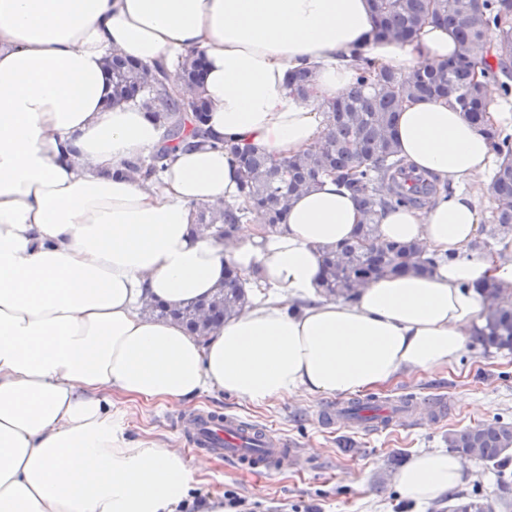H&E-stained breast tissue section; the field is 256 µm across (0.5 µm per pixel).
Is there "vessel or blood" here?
<instances>
[{"instance_id":"b4317fda","label":"vessel or blood","mask_w":512,"mask_h":512,"mask_svg":"<svg viewBox=\"0 0 512 512\" xmlns=\"http://www.w3.org/2000/svg\"><path fill=\"white\" fill-rule=\"evenodd\" d=\"M177 424L192 448L223 456L225 463L243 472H281L295 454L285 436L233 414L193 411L179 416Z\"/></svg>"}]
</instances>
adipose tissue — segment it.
Wrapping results in <instances>:
<instances>
[{"label":"adipose tissue","mask_w":512,"mask_h":512,"mask_svg":"<svg viewBox=\"0 0 512 512\" xmlns=\"http://www.w3.org/2000/svg\"><path fill=\"white\" fill-rule=\"evenodd\" d=\"M375 20L372 0H0V512H178L196 468L158 441L124 437L116 395L345 397L457 362L487 311L478 284L512 285V264L469 251L486 218L474 186L497 159L447 101H404L395 127L400 156L434 175L440 195L378 218L384 239L441 256L431 272L323 299V247L363 221L327 175L273 232L246 224L219 243L195 222L198 207L240 199L224 140L276 160L307 152L322 135L321 104L355 79L356 53L402 77L457 54L432 24L410 44L373 40ZM193 51L207 63L198 93L209 145L179 147L159 176L122 175L162 147L164 129L112 101L107 59L163 69L177 90ZM303 66L316 76L300 97L286 74ZM228 265L246 279L261 272L257 296L206 338L143 314L150 301L208 297ZM465 481L445 449L394 476L418 505Z\"/></svg>","instance_id":"adipose-tissue-1"}]
</instances>
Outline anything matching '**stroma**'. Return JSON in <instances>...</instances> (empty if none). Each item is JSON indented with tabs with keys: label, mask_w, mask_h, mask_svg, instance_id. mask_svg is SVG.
<instances>
[{
	"label": "stroma",
	"mask_w": 512,
	"mask_h": 512,
	"mask_svg": "<svg viewBox=\"0 0 512 512\" xmlns=\"http://www.w3.org/2000/svg\"><path fill=\"white\" fill-rule=\"evenodd\" d=\"M361 400L420 403L435 398L448 402V414L419 424L394 419L385 427L338 422L329 429L317 422V410L327 404L323 395L306 392L262 403L246 402L223 392L194 398L184 407L115 398L112 417L132 440L151 437L184 451L190 463L206 461L198 496L231 489L261 504V512H448L453 496L418 507L402 498L392 476L417 453L447 447L453 431L483 422H512V353L467 346L453 367L404 374L392 384L361 393ZM199 409L233 413L271 427L303 449L304 458L280 473L254 477L225 467L222 458L191 453L172 424L179 410ZM464 495L487 501L493 512H512V462L500 481L496 468L466 460Z\"/></svg>",
	"instance_id": "35a3bbf8"
}]
</instances>
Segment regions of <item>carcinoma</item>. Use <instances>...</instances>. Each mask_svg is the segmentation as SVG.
<instances>
[{
	"instance_id": "carcinoma-1",
	"label": "carcinoma",
	"mask_w": 512,
	"mask_h": 512,
	"mask_svg": "<svg viewBox=\"0 0 512 512\" xmlns=\"http://www.w3.org/2000/svg\"><path fill=\"white\" fill-rule=\"evenodd\" d=\"M377 15L374 39L413 42L422 27L434 22L448 29L458 44L457 57L402 78L377 70L375 60L358 53L359 73L349 94L321 106L325 133L317 150L283 160L277 165L255 147L224 143L241 171L240 192L245 206H204L198 226L221 241L231 238L239 224L252 220L275 230L285 222L291 199L331 172L363 210L365 223L354 236L327 250L323 257L322 293L327 298H348L360 283L386 274L407 271L426 273L434 261L424 256L416 242H390L381 238L376 218L396 207L422 208L438 195L436 179L415 174L400 157L394 140L396 109L406 99L448 97L488 140L499 159L490 182L495 201L488 238L472 248L492 252L490 241L502 242L512 233V134L487 119L488 84L475 80V72L493 80L501 93L512 94V0H373ZM203 57H187L181 77L191 87L200 84ZM112 98L141 101L149 116L165 128L168 144L147 159L127 162L133 172L156 176L165 169L169 151L193 140L206 142L208 105L200 97L184 104L166 84L164 73L152 72L139 62L117 54L109 66ZM313 70L300 68L288 74V86L297 95L307 94ZM482 293L492 296L490 310L475 340L486 348L512 351V289L496 280L486 281ZM246 300L238 270L224 267V282L207 301L192 300L176 310L163 304L151 306L152 315L178 319L200 336L239 314ZM448 446L488 464H499L505 449L512 448V424L500 420L462 429L448 439ZM491 506L463 497L451 512H489Z\"/></svg>"
}]
</instances>
